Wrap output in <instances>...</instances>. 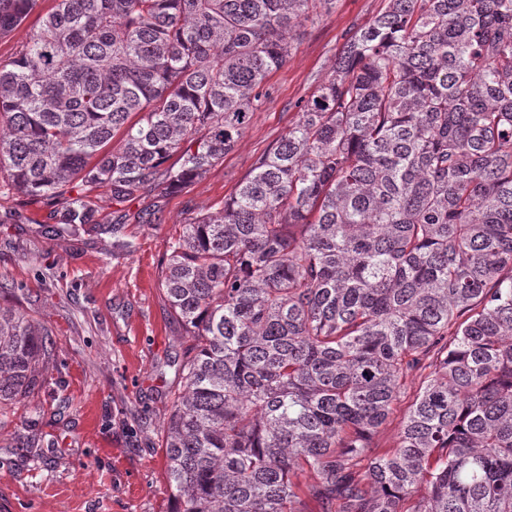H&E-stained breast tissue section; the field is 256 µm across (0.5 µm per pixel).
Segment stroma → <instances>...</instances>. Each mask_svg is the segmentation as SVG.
<instances>
[{
    "label": "stroma",
    "instance_id": "stroma-1",
    "mask_svg": "<svg viewBox=\"0 0 512 512\" xmlns=\"http://www.w3.org/2000/svg\"><path fill=\"white\" fill-rule=\"evenodd\" d=\"M381 0H336L306 23L267 96L221 163L178 193L95 201L96 221L61 240L44 201L0 193V308L48 330L53 357L33 400L0 408V512H172L165 424L193 339L170 316L159 262L175 225L216 211L284 137L327 78L346 31ZM134 252L113 249L114 240Z\"/></svg>",
    "mask_w": 512,
    "mask_h": 512
}]
</instances>
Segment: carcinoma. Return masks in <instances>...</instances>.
Segmentation results:
<instances>
[{
  "label": "carcinoma",
  "mask_w": 512,
  "mask_h": 512,
  "mask_svg": "<svg viewBox=\"0 0 512 512\" xmlns=\"http://www.w3.org/2000/svg\"><path fill=\"white\" fill-rule=\"evenodd\" d=\"M334 3L56 0L0 63V165L56 238L101 189H181ZM39 7L0 0V36ZM159 288L194 339L172 512H512V0H384L288 134L171 234ZM47 335L0 311V406L43 385ZM417 389V385L410 387L407 395L401 398L394 405V411L389 419V423L381 429L378 435L375 437V442L379 449L393 447L397 440V435L400 429L401 420L407 411L408 406L411 404L413 395Z\"/></svg>",
  "instance_id": "cac0c4a2"
}]
</instances>
